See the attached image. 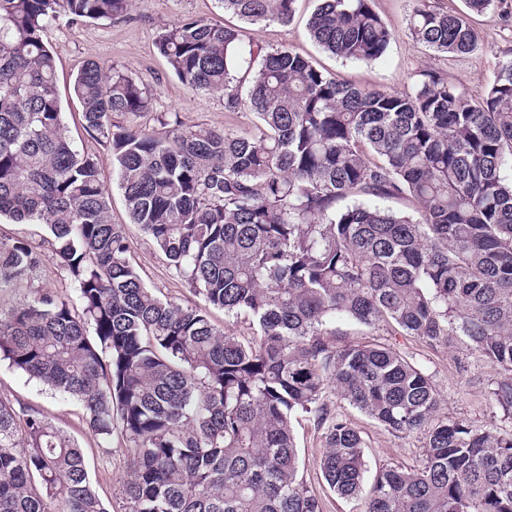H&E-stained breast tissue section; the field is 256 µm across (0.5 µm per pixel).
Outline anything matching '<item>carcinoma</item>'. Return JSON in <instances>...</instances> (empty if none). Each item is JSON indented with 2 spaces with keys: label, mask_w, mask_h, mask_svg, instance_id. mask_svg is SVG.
I'll use <instances>...</instances> for the list:
<instances>
[{
  "label": "carcinoma",
  "mask_w": 512,
  "mask_h": 512,
  "mask_svg": "<svg viewBox=\"0 0 512 512\" xmlns=\"http://www.w3.org/2000/svg\"><path fill=\"white\" fill-rule=\"evenodd\" d=\"M250 25L290 24L295 0H219ZM409 31L461 57L479 36L470 14L413 0ZM133 0H0V217L39 224L35 244L0 238V292L48 261L66 293L39 288L0 308V361L68 398L90 430L133 448L123 512H322L298 479L291 419L324 428L320 470L365 512H512V431L466 420L429 424L432 376L378 343L338 346L336 322L397 327L429 344L463 340L508 372L493 394L512 417V58L483 97L426 73L411 94L359 88L285 48L235 84L240 30L185 18L160 29L177 80L224 92L256 132L157 136L112 122L149 109L132 76L89 61L71 87L85 131L111 146L130 222L170 273L208 306L252 326L247 340L206 311L161 298L130 263L112 223L97 156L77 148L43 40L59 14L117 20ZM312 41L370 62L392 33L371 0H319ZM408 199L417 216L376 204ZM388 432H425L419 463L386 466L364 486V440L324 394ZM0 512H109L73 437L40 410L0 395Z\"/></svg>",
  "instance_id": "obj_1"
}]
</instances>
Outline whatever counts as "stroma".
<instances>
[{"instance_id":"35a3bbf8","label":"stroma","mask_w":512,"mask_h":512,"mask_svg":"<svg viewBox=\"0 0 512 512\" xmlns=\"http://www.w3.org/2000/svg\"><path fill=\"white\" fill-rule=\"evenodd\" d=\"M315 6L316 0H297L295 17L286 26L241 24L238 17L224 12L218 0H137L130 18L123 21L73 22L63 16L48 23L43 39L56 59L64 121L79 149L102 160L101 173L110 195L112 221L124 225L132 263L145 283L161 298L184 306L202 303L200 296L171 275L161 252L131 224L124 197L112 176L109 144L92 138L81 126L82 107L67 90L84 62H103L141 82L151 101L152 112L138 118L137 123L161 136L165 130L155 119L160 112L179 122L181 127L194 130L249 131L255 121L249 111H226L223 92H194L170 73L156 50L155 38L162 26L187 16L241 28L243 45L285 47L309 58L317 68L341 81L361 88L382 87L396 93L412 92L424 73L433 72L447 78L449 84L469 96L478 98L484 94L500 62L512 57V0H493L489 10L471 15L481 48L463 57L446 56L412 38L409 33L411 0H372L374 10L391 30L393 38L387 52L368 63L337 58L323 52L310 40L307 22ZM336 328L340 343L382 342L423 368L441 392V415L481 426L507 427L508 422L492 394L494 382L503 379L505 373L466 344L460 342L449 348L431 346L386 326L371 333L340 321ZM0 393L41 410L52 424L77 440L86 453L100 498L109 512H123L120 486L129 476L130 450L120 436L103 442L88 428L80 409L72 401L45 390L36 381L9 369L4 362H0ZM331 407L347 418L364 439L365 482H372L381 467L410 468L418 464L424 442L422 434L393 435L337 398L332 399ZM293 429L299 477L320 500L323 512H364L363 499H342L328 488L319 468L325 449L323 431L314 419L308 415L297 416Z\"/></svg>"}]
</instances>
